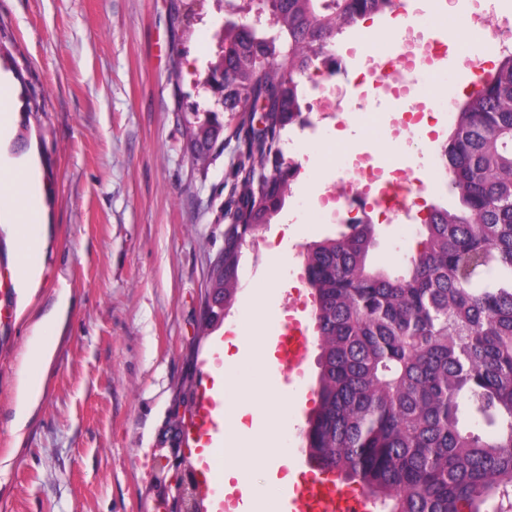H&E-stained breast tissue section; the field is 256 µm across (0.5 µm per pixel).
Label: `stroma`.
Wrapping results in <instances>:
<instances>
[{"mask_svg": "<svg viewBox=\"0 0 512 512\" xmlns=\"http://www.w3.org/2000/svg\"><path fill=\"white\" fill-rule=\"evenodd\" d=\"M454 11L421 12L426 39L443 41L432 77L415 98L431 118L427 146L448 138L438 85L462 56L449 31L471 25L470 0ZM224 11L205 7L191 27L173 24L170 0H0V67L10 73L18 112L9 156L34 155L45 242L41 284L23 303L14 243L0 230V512H177V478L197 451L177 422L197 419L202 369L215 340L266 312L285 323L296 302L306 243L337 236L316 201L348 176L350 154L373 150L380 165L412 170L422 192L410 219L376 226L373 267L397 276L422 240L432 207L456 192L441 167L415 146L350 120L293 125L286 163L301 173L281 213L243 247L233 308L205 330L212 268L224 253V202L238 159L236 116L207 167L195 166L185 137L192 103L214 100L200 81L216 51ZM396 17L384 14L337 37L345 52L370 40L383 52ZM69 306L39 404L23 431L13 426L24 358L39 341L30 314H49L61 293ZM318 345H311L296 393H280L288 448L316 405Z\"/></svg>", "mask_w": 512, "mask_h": 512, "instance_id": "obj_1", "label": "stroma"}]
</instances>
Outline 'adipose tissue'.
Returning <instances> with one entry per match:
<instances>
[{
    "label": "adipose tissue",
    "mask_w": 512,
    "mask_h": 512,
    "mask_svg": "<svg viewBox=\"0 0 512 512\" xmlns=\"http://www.w3.org/2000/svg\"><path fill=\"white\" fill-rule=\"evenodd\" d=\"M9 177L15 193L6 206H0V223L13 227L18 243L15 278L22 294L36 291L40 283L37 263L26 261L28 252L37 250L41 242L42 206L40 191L32 176L30 159L0 160V175ZM267 331L262 321L242 326L234 340L236 355L225 357L223 365L214 372L216 387L226 396H234L241 408L228 418L224 426V471L227 476L244 478L265 468L270 459L287 462L288 456L273 431L287 420L288 406L276 399L273 379L257 375L255 381L242 380L245 368L261 366L273 351L266 346ZM56 338L44 337L34 360L38 377H22L19 385L20 408L15 420L16 428H23L43 390L42 373L52 361ZM252 416V424H245L244 416Z\"/></svg>",
    "instance_id": "ef3b65f1"
}]
</instances>
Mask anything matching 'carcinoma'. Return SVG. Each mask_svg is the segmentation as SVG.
<instances>
[{"mask_svg": "<svg viewBox=\"0 0 512 512\" xmlns=\"http://www.w3.org/2000/svg\"><path fill=\"white\" fill-rule=\"evenodd\" d=\"M226 2L256 20L225 22L211 64L224 75L222 110L186 125L203 167L224 133L221 112L240 113L236 200L208 283L224 306L210 309V324L234 304L247 238L290 193L282 132L301 115L313 59L391 0ZM261 98L257 129L248 104ZM439 161L458 199L432 208L406 275L370 266L373 224L305 246L320 371L304 447L359 482L380 512H512V53L459 106Z\"/></svg>", "mask_w": 512, "mask_h": 512, "instance_id": "cac0c4a2", "label": "carcinoma"}]
</instances>
